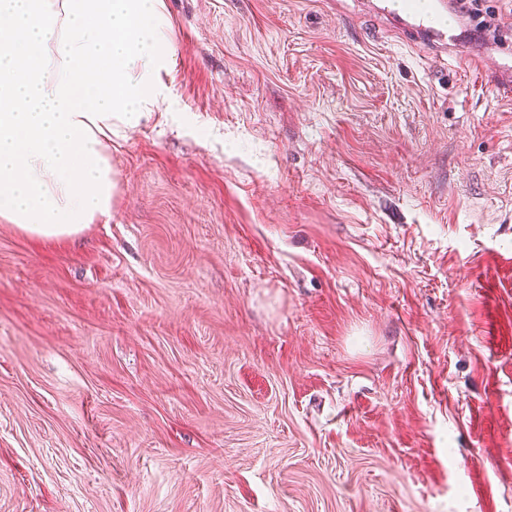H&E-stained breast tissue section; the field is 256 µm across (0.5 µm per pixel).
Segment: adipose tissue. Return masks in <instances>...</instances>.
I'll list each match as a JSON object with an SVG mask.
<instances>
[{"instance_id":"ef3b65f1","label":"adipose tissue","mask_w":512,"mask_h":512,"mask_svg":"<svg viewBox=\"0 0 512 512\" xmlns=\"http://www.w3.org/2000/svg\"><path fill=\"white\" fill-rule=\"evenodd\" d=\"M162 0H0V223L78 235L112 209L107 146L166 100Z\"/></svg>"}]
</instances>
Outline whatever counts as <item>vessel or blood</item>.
Instances as JSON below:
<instances>
[{
  "instance_id": "1",
  "label": "vessel or blood",
  "mask_w": 512,
  "mask_h": 512,
  "mask_svg": "<svg viewBox=\"0 0 512 512\" xmlns=\"http://www.w3.org/2000/svg\"><path fill=\"white\" fill-rule=\"evenodd\" d=\"M378 14L391 21L401 36L433 48L457 53L467 27V17L454 0H430L427 8L411 10L399 0H379ZM467 70L475 71L493 82L512 87V63L490 54H471Z\"/></svg>"
}]
</instances>
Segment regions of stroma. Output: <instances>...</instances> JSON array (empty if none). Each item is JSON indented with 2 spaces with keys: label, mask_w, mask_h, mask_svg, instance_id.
<instances>
[{
  "label": "stroma",
  "mask_w": 512,
  "mask_h": 512,
  "mask_svg": "<svg viewBox=\"0 0 512 512\" xmlns=\"http://www.w3.org/2000/svg\"><path fill=\"white\" fill-rule=\"evenodd\" d=\"M112 212L0 223V512H512V92L370 0H163Z\"/></svg>",
  "instance_id": "35a3bbf8"
}]
</instances>
